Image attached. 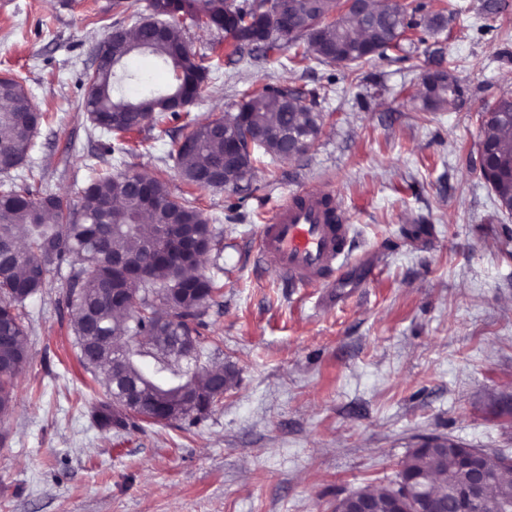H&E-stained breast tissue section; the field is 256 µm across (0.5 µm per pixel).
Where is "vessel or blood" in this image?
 <instances>
[{
    "mask_svg": "<svg viewBox=\"0 0 512 512\" xmlns=\"http://www.w3.org/2000/svg\"><path fill=\"white\" fill-rule=\"evenodd\" d=\"M350 226L324 195H295L276 205L259 229L262 262L307 288L340 280L347 265Z\"/></svg>",
    "mask_w": 512,
    "mask_h": 512,
    "instance_id": "1",
    "label": "vessel or blood"
}]
</instances>
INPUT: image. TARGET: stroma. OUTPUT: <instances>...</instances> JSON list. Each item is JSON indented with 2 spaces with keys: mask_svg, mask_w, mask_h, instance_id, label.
<instances>
[{
  "mask_svg": "<svg viewBox=\"0 0 512 512\" xmlns=\"http://www.w3.org/2000/svg\"><path fill=\"white\" fill-rule=\"evenodd\" d=\"M426 2L443 28L354 73L278 51L230 64L222 31L184 22L215 69L180 120L120 156L80 109L85 74L149 0H0V77L47 114L11 179L74 204L97 173L131 170L196 198L219 242L202 270L221 287L201 361L235 375L202 418L101 427L108 397L72 347L69 270L51 271L23 308L30 362L0 418V512H333L390 485L425 437L512 454V215L475 165L483 112L512 96V0ZM438 67L459 93L427 112L418 93ZM265 84L315 99L309 151L257 156L235 189L185 184L181 123L235 113ZM302 191L349 218L340 286L294 288L259 261L260 225Z\"/></svg>",
  "mask_w": 512,
  "mask_h": 512,
  "instance_id": "35a3bbf8",
  "label": "stroma"
}]
</instances>
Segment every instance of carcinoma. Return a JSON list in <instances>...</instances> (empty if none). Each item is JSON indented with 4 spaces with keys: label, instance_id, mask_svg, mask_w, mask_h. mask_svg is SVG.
Instances as JSON below:
<instances>
[{
    "label": "carcinoma",
    "instance_id": "obj_1",
    "mask_svg": "<svg viewBox=\"0 0 512 512\" xmlns=\"http://www.w3.org/2000/svg\"><path fill=\"white\" fill-rule=\"evenodd\" d=\"M167 13L184 19L205 17L211 27L231 39L229 55L240 62L245 55L266 57L270 52L297 48L305 60L313 53L323 63L336 54L359 62L371 45L387 51L399 47L406 28L439 29L443 15L426 14L415 19L399 17L377 3L370 28L363 29L344 8L342 0H300L298 19L286 34L274 33L258 46L251 45L253 32L264 25L266 0H164ZM232 24L224 26L226 13ZM154 15L139 19L125 34L109 38L103 56L109 68L88 73L94 95L84 100L93 127L112 135V152H129L123 135L154 128L179 118L163 91H147L135 100L117 94L123 84L136 80L125 70L131 55L147 52L169 68L170 91L199 96L208 79L204 57L197 56L184 40L177 22L164 37L155 35ZM457 91L451 72L440 73L426 88L424 106L437 109L448 104ZM0 174L20 167L32 139L45 122L46 113L33 104L24 85L13 77H0ZM319 118L314 104L288 86L266 85L247 95L229 115L227 124L236 137L238 164L253 169L254 152L273 161H284V140ZM186 147L177 151L179 175L184 182L204 187L203 175L224 161V139L214 136L208 121L185 125ZM255 130L265 133L260 144L250 146ZM480 145H492L496 167L487 183L501 209L512 212V97H502L485 113ZM131 174L101 173L83 191L79 207L72 208L54 196L38 200L11 181H0V417L16 404V376L29 363L26 328L20 313L27 299L46 285L51 267L67 263L71 285L64 301L73 315L74 343L81 365L105 388L109 402L101 405L98 420L104 427L125 425L122 407L154 423H167L207 413L201 403L179 396L190 387L198 398L217 399L208 366L184 371L188 359L200 360L204 316L210 301L220 292L217 282L203 274H188L189 253L166 251L168 245L188 235L216 246L215 236L203 211L188 199L173 198L157 178L141 179L153 207L143 210L135 201ZM127 289L124 303L112 300V292ZM143 357L154 361L159 381L148 379L141 367ZM461 444L443 439L438 447L411 448L401 462L398 477L409 486L430 478L442 495L444 512H457L456 498L445 495L440 480L456 485L464 481L457 451ZM491 480L474 512H503L512 503V465L496 455L488 459ZM376 512H388L396 487L362 488Z\"/></svg>",
    "mask_w": 512,
    "mask_h": 512
}]
</instances>
